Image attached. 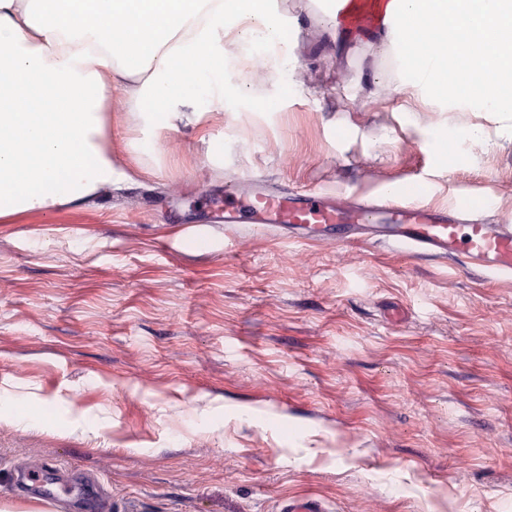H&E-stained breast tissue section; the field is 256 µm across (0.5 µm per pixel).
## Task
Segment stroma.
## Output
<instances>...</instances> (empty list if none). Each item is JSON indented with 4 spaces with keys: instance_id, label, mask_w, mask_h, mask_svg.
I'll return each instance as SVG.
<instances>
[{
    "instance_id": "35a3bbf8",
    "label": "stroma",
    "mask_w": 512,
    "mask_h": 512,
    "mask_svg": "<svg viewBox=\"0 0 512 512\" xmlns=\"http://www.w3.org/2000/svg\"><path fill=\"white\" fill-rule=\"evenodd\" d=\"M271 7L290 74L226 71L223 116L146 152L113 93L137 186L0 219V507L512 512V277L208 221L256 177L362 200L418 181L512 225V119L401 92L369 40L336 50L332 0ZM34 471L83 499L33 495Z\"/></svg>"
}]
</instances>
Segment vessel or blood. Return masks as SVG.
I'll return each mask as SVG.
<instances>
[{
    "label": "vessel or blood",
    "instance_id": "b4317fda",
    "mask_svg": "<svg viewBox=\"0 0 512 512\" xmlns=\"http://www.w3.org/2000/svg\"><path fill=\"white\" fill-rule=\"evenodd\" d=\"M421 183L404 184L379 201H329L314 190L288 191L254 185L224 208L228 224L304 225L320 232L344 231L354 241L376 240L405 247L415 256L454 259L492 274L512 273V227L487 224L464 209L441 212L414 199Z\"/></svg>",
    "mask_w": 512,
    "mask_h": 512
}]
</instances>
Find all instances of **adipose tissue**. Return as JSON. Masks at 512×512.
Returning a JSON list of instances; mask_svg holds the SVG:
<instances>
[{
    "label": "adipose tissue",
    "instance_id": "ef3b65f1",
    "mask_svg": "<svg viewBox=\"0 0 512 512\" xmlns=\"http://www.w3.org/2000/svg\"><path fill=\"white\" fill-rule=\"evenodd\" d=\"M363 35L399 54L409 87L442 98L468 90L473 112L511 113L512 0H373ZM268 0H0V219L86 208L135 179L106 128L110 90L138 126L172 132L208 123L231 95L226 44L265 69L279 52ZM149 101L150 111L139 109Z\"/></svg>",
    "mask_w": 512,
    "mask_h": 512
}]
</instances>
